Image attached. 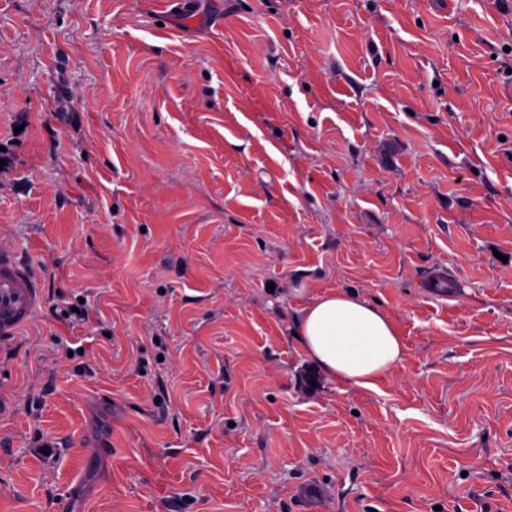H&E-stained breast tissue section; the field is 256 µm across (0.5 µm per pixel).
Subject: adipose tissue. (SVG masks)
<instances>
[{
	"label": "adipose tissue",
	"instance_id": "obj_1",
	"mask_svg": "<svg viewBox=\"0 0 512 512\" xmlns=\"http://www.w3.org/2000/svg\"><path fill=\"white\" fill-rule=\"evenodd\" d=\"M294 330L318 371L358 389L374 388L405 356L391 318L351 290H331L303 306Z\"/></svg>",
	"mask_w": 512,
	"mask_h": 512
}]
</instances>
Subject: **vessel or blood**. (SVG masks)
I'll use <instances>...</instances> for the list:
<instances>
[{"label": "vessel or blood", "instance_id": "obj_1", "mask_svg": "<svg viewBox=\"0 0 512 512\" xmlns=\"http://www.w3.org/2000/svg\"><path fill=\"white\" fill-rule=\"evenodd\" d=\"M42 303L39 278L14 253L0 250V354L9 352L19 332Z\"/></svg>", "mask_w": 512, "mask_h": 512}]
</instances>
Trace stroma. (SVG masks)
<instances>
[{
    "label": "stroma",
    "instance_id": "35a3bbf8",
    "mask_svg": "<svg viewBox=\"0 0 512 512\" xmlns=\"http://www.w3.org/2000/svg\"><path fill=\"white\" fill-rule=\"evenodd\" d=\"M0 146V512H512V0H0ZM42 303L40 279L9 250H0V357ZM293 332L318 371L358 389L374 388L405 356L391 318L351 290H331L303 306Z\"/></svg>",
    "mask_w": 512,
    "mask_h": 512
}]
</instances>
